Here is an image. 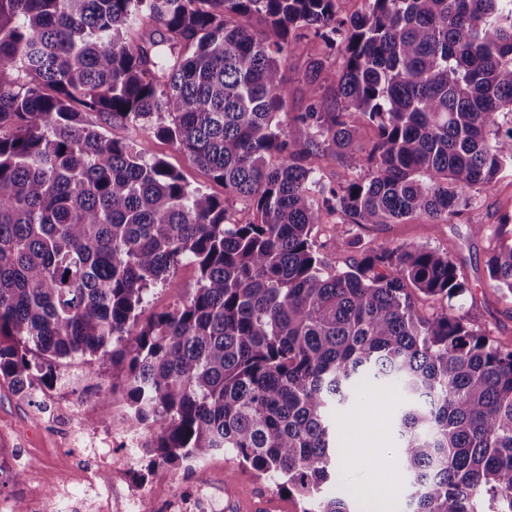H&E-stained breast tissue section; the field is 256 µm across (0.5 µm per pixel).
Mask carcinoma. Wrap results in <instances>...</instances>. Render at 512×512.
I'll return each instance as SVG.
<instances>
[{
	"label": "carcinoma",
	"mask_w": 512,
	"mask_h": 512,
	"mask_svg": "<svg viewBox=\"0 0 512 512\" xmlns=\"http://www.w3.org/2000/svg\"><path fill=\"white\" fill-rule=\"evenodd\" d=\"M338 2L0 0V377L21 393L62 359L120 370L153 460L222 451L305 512H353L325 492L351 424L332 407L393 384L408 512H512V348L452 304L469 291L453 258L381 244L333 273L311 239L322 207L361 228L448 221L512 170V0H364L350 17ZM142 17L160 39L131 38ZM310 35L342 72L331 106L328 57L306 56L293 138L275 122L281 66ZM143 134L258 219L229 221L142 157ZM311 157L364 173L320 186ZM497 237L490 287L512 294V239ZM184 263L197 288L139 324ZM418 294L448 309L424 314ZM342 71V60L332 55L329 62L321 74L320 83L322 85V93L327 96L328 103L333 106L335 102L336 86L339 75Z\"/></svg>",
	"instance_id": "cac0c4a2"
}]
</instances>
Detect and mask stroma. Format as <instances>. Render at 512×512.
Segmentation results:
<instances>
[{
  "instance_id": "stroma-1",
  "label": "stroma",
  "mask_w": 512,
  "mask_h": 512,
  "mask_svg": "<svg viewBox=\"0 0 512 512\" xmlns=\"http://www.w3.org/2000/svg\"><path fill=\"white\" fill-rule=\"evenodd\" d=\"M302 56L289 57L285 64L286 80L281 94L286 110L279 121L286 132H293L290 115L304 111L308 93L302 80ZM138 151L146 157H158L177 169L187 183L200 188L224 202L228 216L245 223L253 218L248 202L228 197L221 183L194 165L186 154L172 142L151 134L137 141ZM512 216V171L503 172L492 189L477 193L476 199L461 216L450 222L428 216H415L401 224L359 229L353 224H337L335 215L322 213L319 224L312 229V237L333 270L346 269L353 253L336 246L337 237L361 235L364 248L382 243L394 246L421 244L448 253L459 265L471 286L470 295L461 298L463 311L476 325L481 326L498 342L512 345V296L489 288L485 262L495 247L497 231L512 236V223L501 225L503 216ZM175 288L154 287L140 319L148 321L154 314L172 308L186 296L197 282L194 266H179L174 274ZM58 379L49 389H40L31 397L14 394L9 381L0 379V467L5 472H24L21 482H0V498L28 502L34 491L45 497L56 493L59 481L68 483V503L84 506L91 497L89 488L99 472V459L92 449L73 448L58 453L63 439L62 426L78 420L101 430L111 429L118 420V409L124 404L122 391L117 388L121 376L111 373L90 375L83 359L69 360L58 371ZM402 395L392 386H367L362 398L351 406L337 409V417L353 418L363 425V413L382 409L383 433L374 438L371 448L362 455H350V464L341 469L328 491H351L352 487L367 482L374 469L390 468L399 454L395 420ZM167 475L169 481L161 486L160 497L170 492L191 491L196 483L209 485L216 493L231 489L233 505L230 512H297L300 499L275 491L272 484L258 479L254 473L241 467L231 456L218 452L206 458L199 470L192 471L168 464H150L148 457H140L130 479L140 482Z\"/></svg>"
}]
</instances>
